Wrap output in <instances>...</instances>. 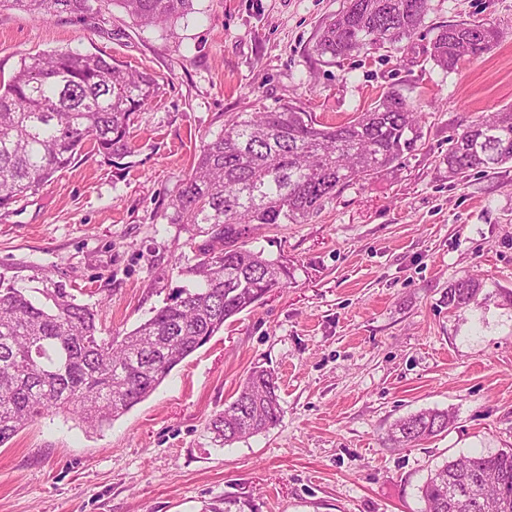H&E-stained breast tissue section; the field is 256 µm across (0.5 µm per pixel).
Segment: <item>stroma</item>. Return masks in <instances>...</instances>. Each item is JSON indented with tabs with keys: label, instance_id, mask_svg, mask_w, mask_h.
<instances>
[{
	"label": "stroma",
	"instance_id": "35a3bbf8",
	"mask_svg": "<svg viewBox=\"0 0 512 512\" xmlns=\"http://www.w3.org/2000/svg\"><path fill=\"white\" fill-rule=\"evenodd\" d=\"M344 0H194L161 28L117 6L49 20L0 8V75L73 49L151 73L132 153L76 162L0 210V274L35 270L96 305L121 336L185 280L196 241L162 217L202 144L231 117L293 105L335 123L397 91L423 113V144L303 224L257 225L248 245L287 265L286 287L227 321L143 402L100 432L48 414L0 446V512H422L430 470L512 448V165L452 181L448 137L512 107V0H429L412 38L332 59L315 49ZM490 20L500 39L453 71L437 26ZM484 278L482 307L448 312L449 282ZM256 366L278 377L268 432L216 442L211 419ZM446 410V432L389 440L408 415Z\"/></svg>",
	"mask_w": 512,
	"mask_h": 512
}]
</instances>
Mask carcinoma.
Listing matches in <instances>:
<instances>
[{"instance_id": "carcinoma-1", "label": "carcinoma", "mask_w": 512, "mask_h": 512, "mask_svg": "<svg viewBox=\"0 0 512 512\" xmlns=\"http://www.w3.org/2000/svg\"><path fill=\"white\" fill-rule=\"evenodd\" d=\"M143 25L186 17L193 0H110ZM427 0H346L316 42L319 55L347 58L415 34ZM39 19L93 10L91 0H0ZM499 41L488 22L436 28L430 58L454 70ZM159 90L153 76L93 53L65 50L20 59L0 80V209L34 194L84 152L110 161L131 153L130 125ZM422 139L418 107L396 91L335 124L294 107L252 112L224 124L196 155L163 219L207 236L181 268L189 284L122 337L103 335L97 310L66 283L41 274L36 293L0 276V446L48 413L101 431L148 398L224 323L287 284L288 268L246 247L253 224H303L340 189L400 164ZM448 177L493 173L512 163V108L448 138ZM485 282L448 285V312L480 305ZM277 378L252 368L211 421L223 445L275 427L283 410ZM447 411L398 420L390 440L408 446L448 430ZM422 512H512V449L470 455L434 469L420 489Z\"/></svg>"}]
</instances>
